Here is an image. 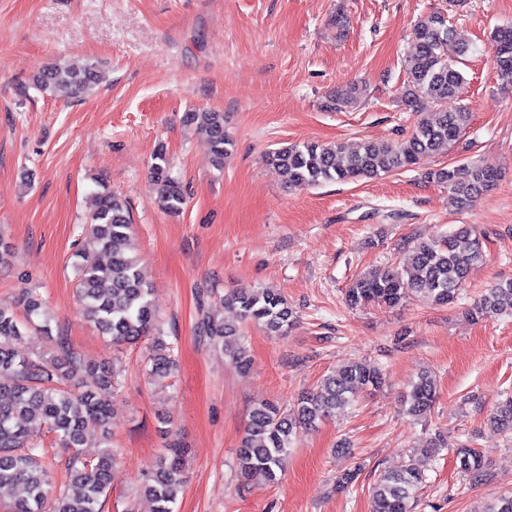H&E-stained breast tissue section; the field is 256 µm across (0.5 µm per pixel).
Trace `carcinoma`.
<instances>
[{"label": "carcinoma", "instance_id": "obj_1", "mask_svg": "<svg viewBox=\"0 0 512 512\" xmlns=\"http://www.w3.org/2000/svg\"><path fill=\"white\" fill-rule=\"evenodd\" d=\"M415 51L404 60L405 105L417 112L422 101L439 106L454 97L464 80L458 68L468 45L457 38L448 19L435 12L415 24ZM491 53L498 77L512 84V27H500L491 35ZM102 80L99 66H81L54 61L32 77L33 85L53 97L76 98L89 93ZM352 84L336 91L326 108L340 110L357 100ZM185 122L194 125L208 140L213 161L219 168L231 152L233 141L224 130V113L190 110ZM470 122V113L437 110L417 121L411 136L400 143L359 141L320 144L298 142L268 153L267 162L290 185L319 187L375 179L394 170L412 167L456 143ZM151 165L159 203L177 214L185 201L182 183L170 174L166 152L160 146ZM425 177L445 185L460 207H467L500 180L497 171L475 163L432 169ZM94 206L83 224L84 240L74 254L76 293L82 318L112 344L133 343L156 332L152 342L149 375L162 379L171 373L174 361L158 329L151 288L143 281L136 260L129 254L132 220L127 203L98 180ZM409 261L403 269L355 279L345 293L352 308L368 305L395 307L411 298L435 305H450L458 297L471 268L483 258L482 243L472 227L462 225L440 238L412 242ZM224 306L238 311L245 322L281 335L295 322L286 300L269 291L237 288L224 294ZM25 320L0 308V487L20 486L25 497L17 512H103L115 461L110 427V399L121 384L116 365L85 361L69 348L67 337L53 335L46 301L35 291L23 299ZM512 312V281L489 289L474 314L489 317ZM199 334L213 345L239 335V327L211 312L202 313ZM26 336H43L51 344L47 351L21 356L14 345ZM383 383L379 367L357 362L341 365L323 377L315 389L305 393L288 411L271 403H260L249 415L237 448L238 477L246 483L256 474L271 482L279 480L293 439L304 429L327 418L357 392L376 389ZM437 398L435 376L422 373L406 395L405 411L413 418L430 412ZM490 423L502 433L512 434V397L496 408ZM47 428L66 448L65 481L53 486L52 465L36 440ZM94 445L97 457L89 459L84 448ZM185 451L178 442L168 443L167 455L142 483L139 493L150 504V512H174L178 494L187 481ZM458 472L475 483L486 479L480 452L463 446L456 451ZM423 473L409 464L399 471L379 473L372 492V512H414Z\"/></svg>", "mask_w": 512, "mask_h": 512}]
</instances>
